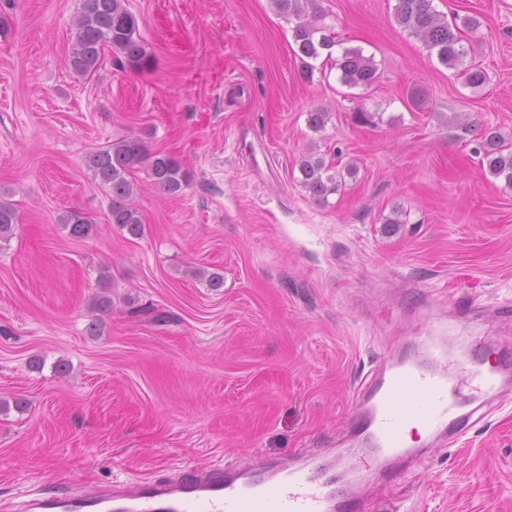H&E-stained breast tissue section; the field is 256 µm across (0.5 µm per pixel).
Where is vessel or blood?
<instances>
[{
    "mask_svg": "<svg viewBox=\"0 0 512 512\" xmlns=\"http://www.w3.org/2000/svg\"><path fill=\"white\" fill-rule=\"evenodd\" d=\"M426 350L427 362L388 357L362 382L366 401L356 404L353 425L369 453L356 462L360 475L368 474L374 460L409 454L408 424L430 438L459 439L476 415L463 408L462 384L476 382L490 396L512 376V345L498 344L490 362L467 346L451 351L432 341ZM335 484L315 456L304 454L295 467L183 466L160 481L41 493L24 501L22 512H357L354 498L339 495Z\"/></svg>",
    "mask_w": 512,
    "mask_h": 512,
    "instance_id": "1",
    "label": "vessel or blood"
}]
</instances>
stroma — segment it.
Masks as SVG:
<instances>
[{
    "label": "stroma",
    "mask_w": 512,
    "mask_h": 512,
    "mask_svg": "<svg viewBox=\"0 0 512 512\" xmlns=\"http://www.w3.org/2000/svg\"><path fill=\"white\" fill-rule=\"evenodd\" d=\"M78 3L0 0V200L18 214L0 241V512L35 489L302 449L348 477L377 362L444 330L486 344L512 330V188L476 153L512 132V0H433L479 21L466 62L480 87L395 22L397 0H316L319 25L373 57L366 87L322 58L306 75L273 0H128L148 65L109 55L81 76L66 64ZM126 137L189 175L175 197L136 172L140 238L109 223L86 166ZM310 151L356 169L324 204L300 183ZM69 211L90 237L60 224ZM104 283L114 306L93 334ZM364 503L512 512V385Z\"/></svg>",
    "instance_id": "1"
}]
</instances>
